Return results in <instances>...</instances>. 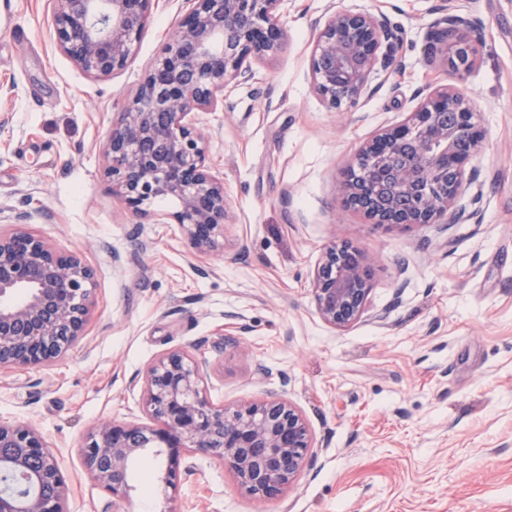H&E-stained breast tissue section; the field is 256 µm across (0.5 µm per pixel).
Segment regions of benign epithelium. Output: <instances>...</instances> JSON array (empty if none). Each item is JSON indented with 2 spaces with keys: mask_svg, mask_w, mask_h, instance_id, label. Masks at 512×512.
Instances as JSON below:
<instances>
[{
  "mask_svg": "<svg viewBox=\"0 0 512 512\" xmlns=\"http://www.w3.org/2000/svg\"><path fill=\"white\" fill-rule=\"evenodd\" d=\"M190 9L146 73L104 145L112 196L142 213L172 199L169 214L190 253L224 250V181L211 170L209 135L196 114L224 104V87L250 76L252 63L284 48L282 0H188ZM151 0H53L57 47L87 76L123 69L150 18ZM431 25L428 55L445 53L462 77L478 55L479 21L441 6ZM398 35L371 12L338 11L320 30L310 55L314 90L333 110L356 108L368 78L393 64ZM398 123L381 128L357 152L340 186L342 204L383 226L449 224L459 220V190L474 176L469 164L485 131L470 99L455 84L415 95ZM27 216L0 230V370L61 360L89 321L94 271L24 227ZM373 265L344 244L328 246L312 280L316 310L344 330L364 314ZM209 361L171 350L144 374L143 400L153 426L103 421L88 432L83 463L112 495L127 498L131 465L163 460L158 488L173 489L195 454L223 461L257 501L281 499L303 475L314 438L302 412L271 398L228 409L214 405L201 383ZM0 512H67L66 480L42 435L25 422L0 420Z\"/></svg>",
  "mask_w": 512,
  "mask_h": 512,
  "instance_id": "benign-epithelium-1",
  "label": "benign epithelium"
}]
</instances>
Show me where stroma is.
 <instances>
[{
  "mask_svg": "<svg viewBox=\"0 0 512 512\" xmlns=\"http://www.w3.org/2000/svg\"><path fill=\"white\" fill-rule=\"evenodd\" d=\"M438 0H282L289 42L224 106L202 112L224 178V251L191 257L171 201L137 215L112 196L103 144L187 12L154 0L125 69L93 79L57 47L50 0H0V222L78 253L95 273L84 336L59 362L0 371V419L32 424L67 483L68 512H512V0H448L479 18V61L457 77L425 62ZM338 10L384 14L400 72L371 74L355 111L314 91L313 41ZM459 83L485 129L455 224L382 227L342 206L363 142L401 120L417 89ZM374 259L368 307L345 330L318 315L324 249ZM237 345L218 348L222 335ZM205 357L217 405L282 397L317 447L283 499L256 502L224 462L198 454L176 489L136 462L127 499L83 466L102 421L150 424L141 386L161 354Z\"/></svg>",
  "mask_w": 512,
  "mask_h": 512,
  "instance_id": "obj_1",
  "label": "stroma"
}]
</instances>
